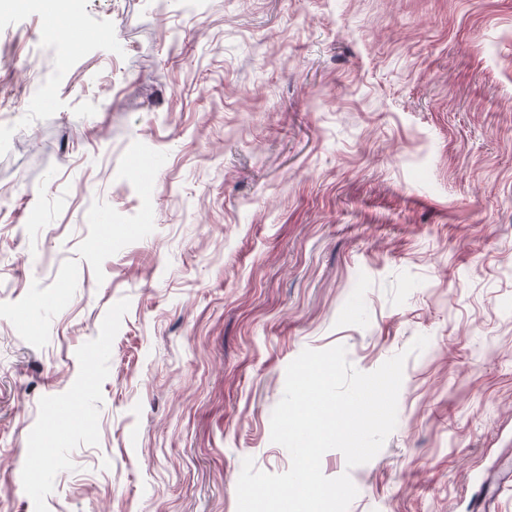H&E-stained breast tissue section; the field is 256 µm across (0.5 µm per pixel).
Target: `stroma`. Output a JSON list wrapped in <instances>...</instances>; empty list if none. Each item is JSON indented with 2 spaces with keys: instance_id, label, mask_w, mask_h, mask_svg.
Returning <instances> with one entry per match:
<instances>
[{
  "instance_id": "obj_1",
  "label": "stroma",
  "mask_w": 512,
  "mask_h": 512,
  "mask_svg": "<svg viewBox=\"0 0 512 512\" xmlns=\"http://www.w3.org/2000/svg\"><path fill=\"white\" fill-rule=\"evenodd\" d=\"M53 21L0 9V512H237L302 350L420 335L380 452L321 469L471 512L512 471V0Z\"/></svg>"
}]
</instances>
